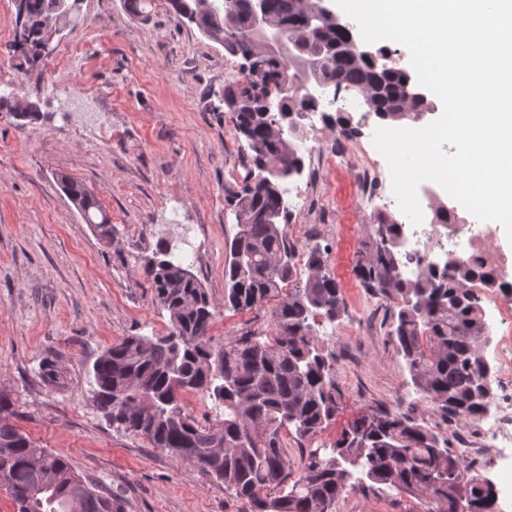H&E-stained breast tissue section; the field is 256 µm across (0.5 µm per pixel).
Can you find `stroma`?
Here are the masks:
<instances>
[{"mask_svg": "<svg viewBox=\"0 0 512 512\" xmlns=\"http://www.w3.org/2000/svg\"><path fill=\"white\" fill-rule=\"evenodd\" d=\"M80 22L56 36L54 59L84 96L47 85L46 68L17 69L13 0H0V90L37 103L36 117L0 112V390L16 399L13 422L41 447L65 455L77 473L118 494L125 512H242L240 502L190 463L177 461L137 435L115 432L93 403L88 369L107 347L129 336H163L169 317L156 303L144 265L159 241L194 254L191 271L217 306L211 334L231 342L247 330L274 333L280 297L246 312L224 309L226 246L237 232L226 202L244 150L223 109L224 83L238 60L178 23L167 0L134 15L124 0H80ZM290 181L302 199L292 223L298 246L327 249L345 312L319 327V345L336 354L342 409L308 445L289 441L299 469L305 447L336 439L359 413L405 412L485 459L476 433L458 429L409 386L388 335L389 303L367 292L354 273L372 242L371 215L353 209L350 172ZM89 187L113 233L102 239L64 193L59 175ZM60 358L62 385L40 377V364ZM335 512H422L418 500L350 491Z\"/></svg>", "mask_w": 512, "mask_h": 512, "instance_id": "obj_1", "label": "stroma"}]
</instances>
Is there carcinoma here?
Listing matches in <instances>:
<instances>
[{
  "label": "carcinoma",
  "instance_id": "obj_1",
  "mask_svg": "<svg viewBox=\"0 0 512 512\" xmlns=\"http://www.w3.org/2000/svg\"><path fill=\"white\" fill-rule=\"evenodd\" d=\"M78 2L26 0L25 19L15 22L17 68L32 70L50 55L55 37L76 25ZM264 2L267 24L281 39L272 52L244 40L252 0H224L222 12L212 0H169L177 19L254 57L253 72L224 85L236 137L251 153L227 198L238 231L224 265V308H256L292 282L300 266L307 278L288 289L274 311L275 334L248 332L227 346L210 335L216 306L207 290L169 244L158 242L145 274L169 316V332L129 336L105 349L89 371L93 401L116 430L140 435L224 484L245 512H334L348 489L406 494L420 501L422 512H455L459 503L467 512H492L495 483L470 474L448 440L404 412L359 413L335 441L309 449L298 477L288 480L285 435L308 440L336 422L342 409L333 377L336 356L316 336L321 322L345 313L325 252L291 241L290 207L276 192L305 169L286 114L314 110V100L292 84L304 67L315 65L313 82L363 93V109L388 125L409 126L431 108L426 97H404L406 71L373 69L348 51L346 31L317 23L316 0ZM284 86V111L264 115L261 99ZM37 111L12 92L0 94V112L22 120ZM59 180L84 221L111 238L112 224L93 192L67 175ZM399 239L397 219L378 214L372 246L359 255L355 274L366 291L398 299L389 335L416 390L446 417L477 419L494 394V367L484 354L491 332L469 283L478 278L491 288L498 275L450 255L439 266L417 259L415 277L407 278V254L393 249ZM40 370L43 382L61 384L56 361H42ZM185 390L208 394L218 421L206 425L186 413L180 399ZM14 414L15 399L0 390V480L15 512H72L78 498L89 500L90 512H124L119 496L77 473L65 456L40 447L12 423Z\"/></svg>",
  "mask_w": 512,
  "mask_h": 512
}]
</instances>
